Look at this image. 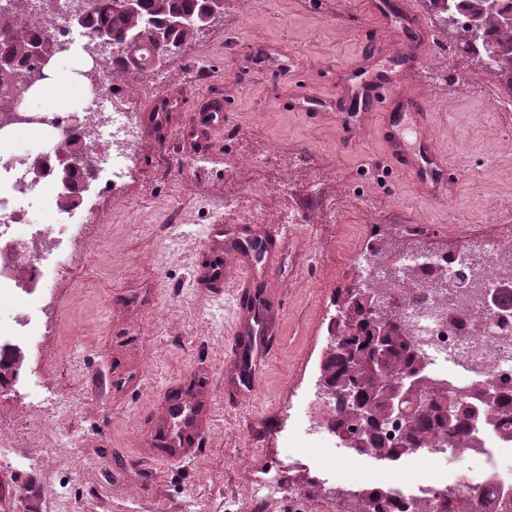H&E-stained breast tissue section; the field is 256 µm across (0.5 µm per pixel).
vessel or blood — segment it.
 <instances>
[{
  "label": "vessel or blood",
  "mask_w": 512,
  "mask_h": 512,
  "mask_svg": "<svg viewBox=\"0 0 512 512\" xmlns=\"http://www.w3.org/2000/svg\"><path fill=\"white\" fill-rule=\"evenodd\" d=\"M374 10L381 15L398 11L406 17L408 27L404 42L418 48L431 38L418 11L417 0H375ZM199 117L205 128L224 125V98L207 96ZM388 129L390 153L401 165L411 170L422 191L432 196L447 195L451 185L452 167L445 155L431 144H424L421 155H414L405 146L398 118H391ZM212 260L200 267L196 285L200 288L231 286L238 306L240 340L231 359L237 375V389L245 394L253 390L261 363L250 355L251 349H263L272 333L274 309L257 286L260 281L272 279L277 271L284 240L278 231H271L260 239H252L238 225L214 224L210 227ZM199 408L194 402L169 403L163 416V433L171 446V458L193 456L203 436L198 433Z\"/></svg>",
  "instance_id": "obj_1"
}]
</instances>
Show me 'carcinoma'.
Segmentation results:
<instances>
[{
  "label": "carcinoma",
  "instance_id": "cac0c4a2",
  "mask_svg": "<svg viewBox=\"0 0 512 512\" xmlns=\"http://www.w3.org/2000/svg\"><path fill=\"white\" fill-rule=\"evenodd\" d=\"M213 2L139 0L137 9L130 11L122 0H95L81 28L111 36V44L120 49V54L95 63L106 70L107 76L129 85L162 69L158 61L170 58L224 18V6L229 0H223V8L215 13L208 8ZM428 8L448 35L449 45L470 54L494 75L499 89L512 96V24L504 23L505 18L512 17V0H495L493 7L488 0H428ZM450 14L456 19L451 27L447 25ZM46 22L47 18L28 12V0H16L14 12L0 15V42L7 46L6 54L0 56L7 65L0 73L10 79L9 89L0 94V113L16 111V100L23 92L53 79V66L41 65L33 52L34 47L47 46L49 42L25 35ZM338 326L342 327L343 336L332 343L320 372L330 388L346 386L353 392L351 398L338 400L330 426L338 433L347 432L362 440L361 445L352 446L354 452L397 460L413 447L446 439L449 447L465 453L471 442L472 416L467 405L452 402L455 415L445 418L440 402L448 400V394L442 392L432 399L429 409L410 415L411 433L402 444L386 446L375 435L362 433L363 425L377 427L384 418L388 398L376 389L390 388L398 377L416 370L419 358L412 352L410 336L394 320L374 314L361 304L344 305ZM378 330L384 331L385 352L383 365L372 374L370 363L374 360V336ZM23 364L24 355L20 353L7 360L0 358V383L7 380V375L17 374Z\"/></svg>",
  "mask_w": 512,
  "mask_h": 512
}]
</instances>
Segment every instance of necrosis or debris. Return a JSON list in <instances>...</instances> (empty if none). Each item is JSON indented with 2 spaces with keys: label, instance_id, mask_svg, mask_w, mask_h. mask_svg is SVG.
<instances>
[{
  "label": "necrosis or debris",
  "instance_id": "obj_1",
  "mask_svg": "<svg viewBox=\"0 0 512 512\" xmlns=\"http://www.w3.org/2000/svg\"><path fill=\"white\" fill-rule=\"evenodd\" d=\"M82 0H58L55 13L39 37L52 39L65 57L87 63L99 45L91 31L76 29L72 10ZM82 109L59 104L23 113L21 120L0 130V350L20 351L38 345L50 332L44 320L47 287L66 269L56 260L63 238L56 227L65 212L58 205L61 190L52 177L61 166L75 165L63 150V131L83 136V148L99 162H111V175L95 171L78 178L79 196L94 198L121 189L135 166L132 146L140 126L128 100L112 88L104 73L89 67L81 85ZM36 136L26 147L25 134ZM41 164V175L31 168ZM35 197L47 206L49 223L31 224L17 198ZM506 243L492 245L487 255L459 263L444 252L402 250L391 270L378 263L377 253L365 249L351 254L357 269L354 287L370 291L409 334L422 355L426 383L447 389L452 398H474L475 383H488L498 394L512 396V322L491 324L485 302L492 289L512 275V226L502 225ZM512 423V405H493L490 422H477L476 448L468 454L479 467L466 478L417 479L405 486L376 485L380 512H440L453 498L466 503L494 498L512 502V487L498 475V460L489 448L498 444L496 426Z\"/></svg>",
  "mask_w": 512,
  "mask_h": 512
}]
</instances>
